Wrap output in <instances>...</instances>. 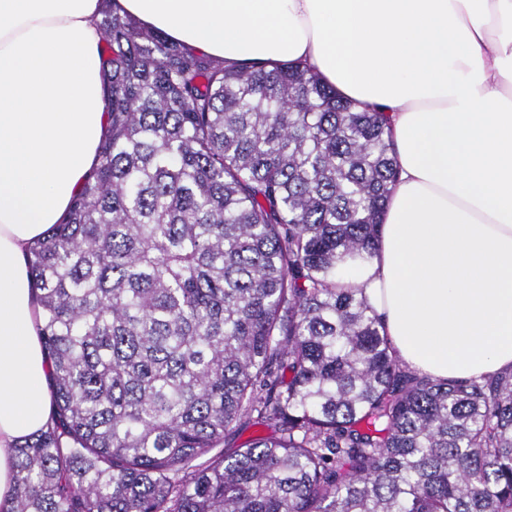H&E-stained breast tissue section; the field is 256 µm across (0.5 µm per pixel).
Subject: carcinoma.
I'll return each mask as SVG.
<instances>
[{
  "label": "carcinoma",
  "instance_id": "cac0c4a2",
  "mask_svg": "<svg viewBox=\"0 0 512 512\" xmlns=\"http://www.w3.org/2000/svg\"><path fill=\"white\" fill-rule=\"evenodd\" d=\"M102 2L109 127L30 249L53 411L8 512H512V369L420 374L340 283L396 186L385 113Z\"/></svg>",
  "mask_w": 512,
  "mask_h": 512
}]
</instances>
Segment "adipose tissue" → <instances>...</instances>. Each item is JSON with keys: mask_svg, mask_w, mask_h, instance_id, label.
Masks as SVG:
<instances>
[{"mask_svg": "<svg viewBox=\"0 0 512 512\" xmlns=\"http://www.w3.org/2000/svg\"><path fill=\"white\" fill-rule=\"evenodd\" d=\"M185 47L299 62L390 119L399 162L363 289L400 358L437 379L512 368V0H116ZM100 0H0V504L50 421L27 256L108 130Z\"/></svg>", "mask_w": 512, "mask_h": 512, "instance_id": "ef3b65f1", "label": "adipose tissue"}]
</instances>
